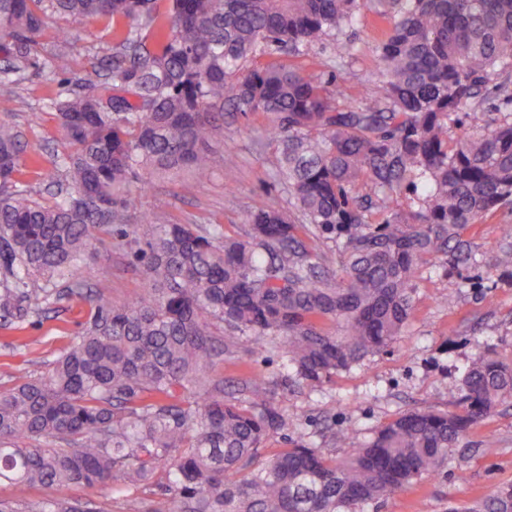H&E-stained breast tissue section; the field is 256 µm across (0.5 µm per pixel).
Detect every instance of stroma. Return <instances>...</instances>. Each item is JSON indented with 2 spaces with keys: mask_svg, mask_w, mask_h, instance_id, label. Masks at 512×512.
Here are the masks:
<instances>
[{
  "mask_svg": "<svg viewBox=\"0 0 512 512\" xmlns=\"http://www.w3.org/2000/svg\"><path fill=\"white\" fill-rule=\"evenodd\" d=\"M73 47L97 64L112 53V30L100 19L72 21ZM386 24L367 9L360 24L347 32L351 56L337 66L332 46H318L299 57L266 55L260 64L280 62L315 71L339 70L344 79L341 105L362 106L375 89L378 65L373 49ZM62 90L59 82L31 74L20 87L0 85V121L23 131L25 154L32 164L22 180L33 194H44L52 171V153L61 146L62 132L46 104ZM40 121H32V113ZM270 120L261 114L225 111L214 149L225 163L235 165L233 187H226L223 170L207 179L184 175L177 181L161 180L158 191L168 193L172 219L190 224H219L230 235L243 233L247 216L255 208L276 201L287 204L288 195L266 166ZM512 223V206H505L469 227L465 234L469 258L419 271L415 312L409 325L388 348L371 354L351 368L337 372L315 388L287 375L286 345L273 342L268 351L225 359L218 370L226 393L243 400L241 383L259 375L274 385V404L285 425L272 434L261 451L270 458L277 449L300 440L344 458L351 442L368 440L377 428L400 412L411 409L454 411L458 408L462 379L475 361L495 355L512 364V241H503L499 227ZM95 293L123 303L143 292L142 268L118 236L107 237L94 259ZM454 294L453 306L441 305ZM90 316L88 304L60 299L46 314L34 318L23 330L0 325V389L11 387L15 377L45 375ZM469 475L459 484L457 470ZM164 473L152 484L135 488L118 485L84 488L36 487L34 498L75 497L107 503L111 512H141L161 493ZM512 485V404L499 407L476 427L466 449L448 454V466L436 478L422 479L369 512H468L477 501L498 487Z\"/></svg>",
  "mask_w": 512,
  "mask_h": 512,
  "instance_id": "1",
  "label": "stroma"
}]
</instances>
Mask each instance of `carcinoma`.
<instances>
[{
    "label": "carcinoma",
    "instance_id": "1",
    "mask_svg": "<svg viewBox=\"0 0 512 512\" xmlns=\"http://www.w3.org/2000/svg\"><path fill=\"white\" fill-rule=\"evenodd\" d=\"M365 0H0V82L33 70L67 77L49 108L63 132L56 191L21 181L23 132L0 122V320L21 329L67 295L91 317L49 373L0 390V481L15 497L0 512H109L105 503L31 500L34 486L146 485L166 472L145 512H365L424 476L512 400V364L488 356L465 372L459 409L408 410L338 461L294 442L257 463L284 425L269 381L224 399V357L287 344L288 366L309 387L390 346L414 311L416 273L461 254L462 235L512 206V0H379L389 20L375 48L377 90L341 108V77L283 64L341 38ZM112 25L107 67L74 51L47 21ZM504 117L456 139L458 115ZM272 122L268 168L292 208L273 202L229 236L165 217L169 202L135 211L137 192L216 163L224 105ZM371 186L378 213L357 187ZM409 190L417 209L394 198ZM137 246L143 295L123 304L94 295L93 242L112 225ZM339 246L322 270L306 240ZM336 325V331L326 328ZM471 512H512V485Z\"/></svg>",
    "mask_w": 512,
    "mask_h": 512
}]
</instances>
